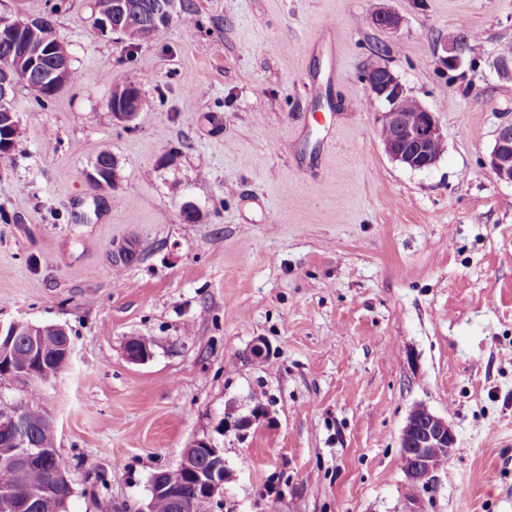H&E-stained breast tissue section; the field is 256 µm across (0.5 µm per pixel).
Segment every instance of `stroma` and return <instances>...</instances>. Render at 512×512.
I'll return each instance as SVG.
<instances>
[{
    "instance_id": "stroma-1",
    "label": "stroma",
    "mask_w": 512,
    "mask_h": 512,
    "mask_svg": "<svg viewBox=\"0 0 512 512\" xmlns=\"http://www.w3.org/2000/svg\"><path fill=\"white\" fill-rule=\"evenodd\" d=\"M53 2L0 0V15L52 14L78 73L53 99L12 96L0 321L73 342L39 396L69 462L66 512H139L204 436L228 470L214 512H410L400 439L418 405L457 437L421 512H512V185L488 166L512 118L495 67L512 0H184L135 49L98 30L94 0ZM381 9L398 29L374 23ZM452 30L479 44L457 70ZM375 64L435 113L429 169L386 154ZM132 78L126 128L107 102ZM103 151L104 192L87 177ZM129 243L137 260L116 264ZM133 337L148 362L127 359ZM258 402L263 424L225 431ZM125 85L130 91L124 89ZM123 85L115 86L112 90L113 93L119 100L124 101V107L118 108L114 112L113 109V97L111 96V99L108 100V108L110 111H112V117L113 120L124 127H134L136 125V120L139 117L141 108H142V98L141 94H137L134 92H139L140 89L138 88L135 81H128Z\"/></svg>"
}]
</instances>
